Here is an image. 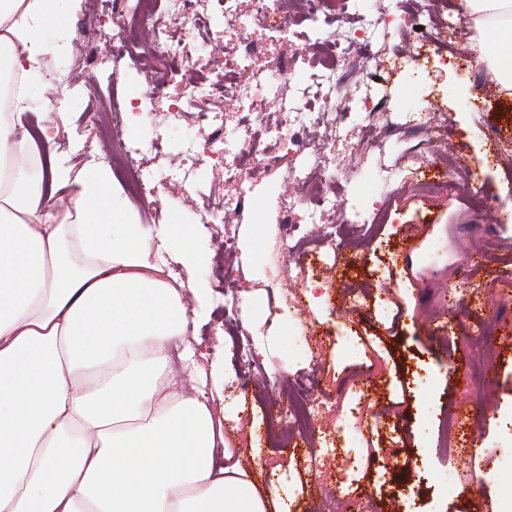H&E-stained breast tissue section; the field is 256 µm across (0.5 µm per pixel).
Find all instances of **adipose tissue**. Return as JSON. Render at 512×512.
Wrapping results in <instances>:
<instances>
[{
	"instance_id": "obj_1",
	"label": "adipose tissue",
	"mask_w": 512,
	"mask_h": 512,
	"mask_svg": "<svg viewBox=\"0 0 512 512\" xmlns=\"http://www.w3.org/2000/svg\"><path fill=\"white\" fill-rule=\"evenodd\" d=\"M80 4L0 0V66L48 90ZM460 5L511 88L512 0ZM27 109L0 113V512H265L185 343L206 251L178 215L133 223L104 164L37 168Z\"/></svg>"
}]
</instances>
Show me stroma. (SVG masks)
I'll return each instance as SVG.
<instances>
[{
	"label": "stroma",
	"instance_id": "stroma-1",
	"mask_svg": "<svg viewBox=\"0 0 512 512\" xmlns=\"http://www.w3.org/2000/svg\"><path fill=\"white\" fill-rule=\"evenodd\" d=\"M475 25L462 21L440 30L439 48L448 52L447 65L417 69L407 60L403 37L385 36L371 45L374 63L388 68L390 106L405 110L424 106L435 112L438 141L414 151L410 135L392 136L384 152L352 154L349 142L362 131L361 113L344 126L326 116L320 134L336 160L337 175L352 180L336 197L335 207L318 211L307 224L308 241L288 260L278 255L282 233L280 199L296 187L300 161L282 157L274 169L256 173L251 183L254 205L229 212L219 224L207 221L206 204L223 200L224 163L215 159L195 165L183 151L186 140L204 145L210 133L200 106L185 107L179 124L167 131L155 125L153 114L167 107L154 94L166 78L168 60L143 46L113 74L111 53L73 40L70 55L57 73L74 85L73 96L57 105L33 97L25 119L41 128L55 121L60 128L54 150L69 164L82 166L98 155L118 149L95 136L91 127L105 99L119 96L136 105L128 116L126 147L140 152L146 169L194 167L189 188L171 187L159 199L129 201L136 221L144 226L167 223L178 214L192 225L195 236L211 255L207 282L210 300L197 316L193 341L206 361L220 365L207 375L205 395L224 424L240 432L239 447L255 448L275 462V477L247 466L266 512H323L342 480L340 467L316 458L324 435L343 429L347 445L360 460L357 475L364 497L346 500L336 512H478L482 498L512 504V223L500 212L466 211L460 191L480 187L491 195L512 193V93L494 84L479 85L457 65L459 55L472 51ZM162 139L164 152L151 149ZM458 155L463 167L451 180L454 192L440 190L421 197L403 187L406 169L428 170L438 153ZM390 209L388 223L360 235L347 258L345 273L322 266L318 240L326 226L348 233L342 216L360 221L376 201ZM238 241L233 256L224 254V236ZM417 248L404 257L407 238ZM261 239L268 262L250 259L254 239ZM476 253L480 267L459 264L462 254ZM384 273L393 285L390 313L376 308L375 275ZM232 275L241 297L254 298L258 310H242L241 323L229 322L224 311V277ZM319 288L322 298L291 313L283 301L298 288ZM475 291L484 302L460 304L456 295ZM358 296L351 305L350 296ZM266 348L263 358L267 386H248L252 373L239 362L236 346L241 333ZM499 368L498 378L475 379L466 367L473 357ZM305 370L311 398L325 405L316 425L297 436V447H281L283 434L275 417L288 396V379ZM367 371L377 387L362 403L375 426L344 425V394ZM484 410L482 419L462 424L464 446L451 450L439 430L440 418L462 410ZM482 484H475L476 476ZM474 493H465L468 485Z\"/></svg>",
	"mask_w": 512,
	"mask_h": 512
}]
</instances>
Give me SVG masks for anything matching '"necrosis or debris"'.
I'll return each instance as SVG.
<instances>
[{
    "label": "necrosis or debris",
    "instance_id": "obj_1",
    "mask_svg": "<svg viewBox=\"0 0 512 512\" xmlns=\"http://www.w3.org/2000/svg\"><path fill=\"white\" fill-rule=\"evenodd\" d=\"M151 0H112L114 9L125 14L127 25L111 38L112 62L120 64L136 45L137 31L151 32L155 51L169 59L173 66L166 81L178 85L174 104L163 114V123H179L183 108L198 99L218 97L219 102L204 114L211 133L210 155L223 157L224 180L240 185L252 174L273 162L268 146L274 145L287 155L302 158L306 169L321 172L311 199L285 194L283 204L288 226L282 243L285 257H292L307 234L300 225L298 210L308 201L328 204L335 195L338 182L330 166L333 155L316 132L324 123L326 111L343 115L352 109L365 114L364 133L352 145L353 153L375 149L396 131L393 122L376 126L374 119L388 111L386 99L374 97L372 89L385 80L382 68L374 66L363 51L372 42L378 26H385L409 35L411 44L425 45L431 34V16L423 4L403 5L402 0H383L376 11H354L350 0H301L303 18L322 23L325 37L309 67L314 72L315 91L304 105L290 106L293 125L271 126L263 114L277 89L289 83L296 62L291 58L269 60L262 47L255 43L253 32L262 29L272 42H295L303 35L294 28L283 9L282 0H253L249 13H242L239 0H167L162 13L150 11ZM220 8L232 36L224 44L221 62L213 75L203 81L187 82L182 78L185 68L193 65L200 45L192 30L209 21L213 8ZM245 115L246 120L232 131L224 129L225 112ZM132 199L156 198L172 184H185L189 170L179 168L156 176H145L137 152L127 151L119 171ZM291 399L282 410L285 426L305 428L323 413L322 407L309 396L306 379L293 377L288 381Z\"/></svg>",
    "mask_w": 512,
    "mask_h": 512
}]
</instances>
